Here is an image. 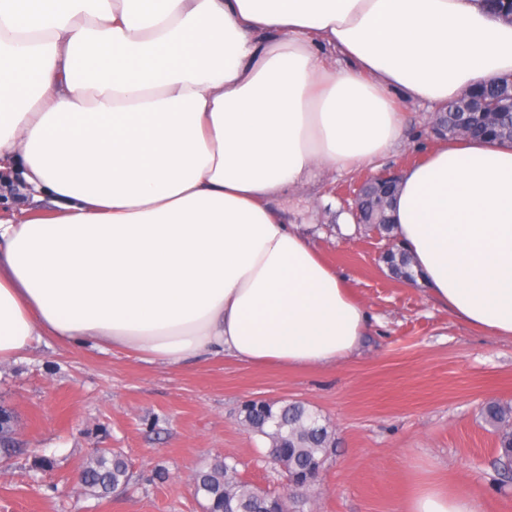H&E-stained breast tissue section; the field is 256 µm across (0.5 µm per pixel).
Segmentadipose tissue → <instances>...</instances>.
Instances as JSON below:
<instances>
[{
  "label": "adipose tissue",
  "mask_w": 512,
  "mask_h": 512,
  "mask_svg": "<svg viewBox=\"0 0 512 512\" xmlns=\"http://www.w3.org/2000/svg\"><path fill=\"white\" fill-rule=\"evenodd\" d=\"M512 75L487 0H0V366L50 336L189 366H327L369 311L283 205ZM397 244L445 310L512 336V144L438 141L400 176ZM407 512H482L420 484ZM0 202H1V212H3L4 209H11L15 210L17 213L21 210H38V211H32V212H26V215L28 214H45V213H52L55 209L51 205H41L40 207L38 205H33L30 199L26 196H23L16 188H11L10 193L5 196V188H4V182L1 176V188H0Z\"/></svg>",
  "instance_id": "1"
}]
</instances>
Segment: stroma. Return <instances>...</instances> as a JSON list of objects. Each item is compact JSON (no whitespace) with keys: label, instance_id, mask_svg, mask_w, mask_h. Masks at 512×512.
<instances>
[{"label":"stroma","instance_id":"35a3bbf8","mask_svg":"<svg viewBox=\"0 0 512 512\" xmlns=\"http://www.w3.org/2000/svg\"><path fill=\"white\" fill-rule=\"evenodd\" d=\"M394 106L410 116L398 150L289 203V221L373 316L361 349L302 369L230 357L178 368L43 338L0 367V406L19 442L0 467V512H205L190 477L221 458L243 481L283 492L284 477L263 461L266 440L240 423L250 400L301 401L333 427L336 445L304 512H404L425 481L478 493L484 512H512V482L498 480L496 438L480 417L485 399L512 400V337L487 335L392 278L379 260L390 242L378 232L339 228L357 184L403 172L435 143L426 103ZM95 448L121 449L132 474L103 498L73 481Z\"/></svg>","mask_w":512,"mask_h":512}]
</instances>
